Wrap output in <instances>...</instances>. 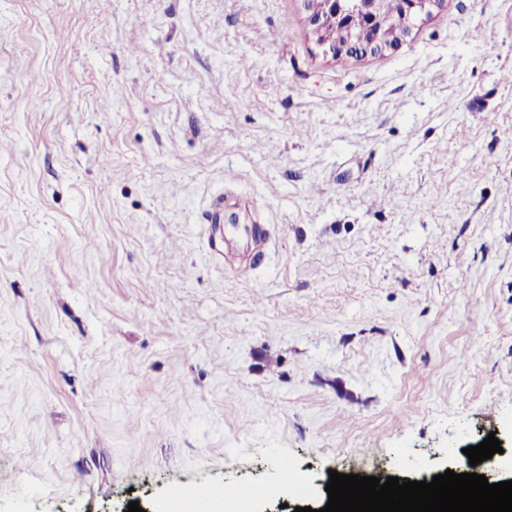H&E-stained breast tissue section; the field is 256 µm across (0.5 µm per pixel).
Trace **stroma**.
<instances>
[{
    "mask_svg": "<svg viewBox=\"0 0 512 512\" xmlns=\"http://www.w3.org/2000/svg\"><path fill=\"white\" fill-rule=\"evenodd\" d=\"M510 72L512 0H0V512L511 478ZM304 2L309 12L308 23L316 42L336 58L343 55L358 57L385 53L401 43L415 23L422 16H428L433 9L440 7L443 0H401L402 18L398 26L409 31L403 35L395 33V41L392 40L385 21L389 25L397 21L401 12L398 0H304ZM336 25H340L351 33L347 41L344 42V31ZM361 32L369 33L370 40L359 39ZM322 34L324 40L321 39ZM353 34L357 35L353 36Z\"/></svg>",
    "mask_w": 512,
    "mask_h": 512,
    "instance_id": "stroma-1",
    "label": "stroma"
}]
</instances>
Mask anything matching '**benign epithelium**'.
Wrapping results in <instances>:
<instances>
[{
  "label": "benign epithelium",
  "instance_id": "7a95c632",
  "mask_svg": "<svg viewBox=\"0 0 512 512\" xmlns=\"http://www.w3.org/2000/svg\"><path fill=\"white\" fill-rule=\"evenodd\" d=\"M309 12L308 23L318 45L333 57L376 56L394 47L403 36H391L385 21L379 15L377 0H304ZM443 0H401L400 27L412 29L415 23L438 8ZM330 25H339L352 34L342 44L322 39L323 31Z\"/></svg>",
  "mask_w": 512,
  "mask_h": 512
}]
</instances>
